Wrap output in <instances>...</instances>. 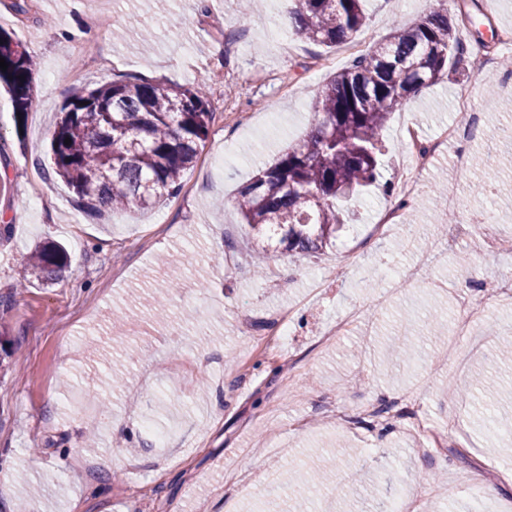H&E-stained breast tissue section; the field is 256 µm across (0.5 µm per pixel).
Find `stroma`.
Instances as JSON below:
<instances>
[{
	"label": "stroma",
	"mask_w": 512,
	"mask_h": 512,
	"mask_svg": "<svg viewBox=\"0 0 512 512\" xmlns=\"http://www.w3.org/2000/svg\"><path fill=\"white\" fill-rule=\"evenodd\" d=\"M293 0H0V27L39 63L36 106L17 124L0 90V512H292L293 486L269 482L292 469L307 512H389L406 499L436 512H474L469 484L482 485L485 512H512V433L494 435L479 410L512 419V296L497 299L460 336L430 335V313L449 318L472 273L512 278V170L499 168L512 142L500 129L512 112L489 107L485 88L512 102L506 68L477 72V46L512 58L498 43L512 31V0H366L357 41L374 45L393 23L445 8L468 14L470 34L459 67L449 68L396 111L381 134V179L342 204L349 223L336 243L310 255L274 251L257 274L255 243L236 208L239 189L316 122L311 103L349 61L273 28ZM134 17L151 34L116 42L111 24ZM87 43L92 59L68 53ZM144 79L204 84L214 118L177 196L153 209L100 217L54 178L48 148L57 114L78 88ZM486 116L469 146L483 159L459 175L453 152L422 176L406 223L384 236L370 226L393 200L390 188L408 154L405 124L432 136L459 122L461 89ZM497 165L483 199L470 191ZM469 199L478 218L503 232L485 255L477 237L447 248L442 190ZM51 239L69 264L48 286H24L23 254ZM191 257L162 310L144 298L169 271L159 256ZM325 275L328 287L310 293ZM359 319L323 339L338 316ZM293 310L281 350H268ZM414 349L401 369L391 350L404 337ZM199 357L211 359L196 368ZM121 383L105 390L110 373ZM102 388L98 399L80 388ZM100 413L93 420L70 399ZM124 420L113 431V420ZM170 429L165 446L147 424Z\"/></svg>",
	"instance_id": "stroma-1"
}]
</instances>
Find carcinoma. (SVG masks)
I'll return each mask as SVG.
<instances>
[{"instance_id":"1","label":"carcinoma","mask_w":512,"mask_h":512,"mask_svg":"<svg viewBox=\"0 0 512 512\" xmlns=\"http://www.w3.org/2000/svg\"><path fill=\"white\" fill-rule=\"evenodd\" d=\"M295 35L335 47L365 24L364 0H294ZM464 41L455 19L435 11L398 23L384 40L336 73L312 105L310 133L262 168L236 200L243 223L256 232L258 273L267 243L288 253L314 254L336 240L346 223L337 202L362 193L379 175V136L393 112L436 80ZM0 83L10 93L16 121L35 105L33 55L0 27ZM213 112L202 85L116 82L76 91L61 109L52 135V174L86 209L100 213L130 205L153 207L176 196L209 132ZM71 143H65V139ZM67 264L52 241L23 257L26 281L47 282Z\"/></svg>"}]
</instances>
